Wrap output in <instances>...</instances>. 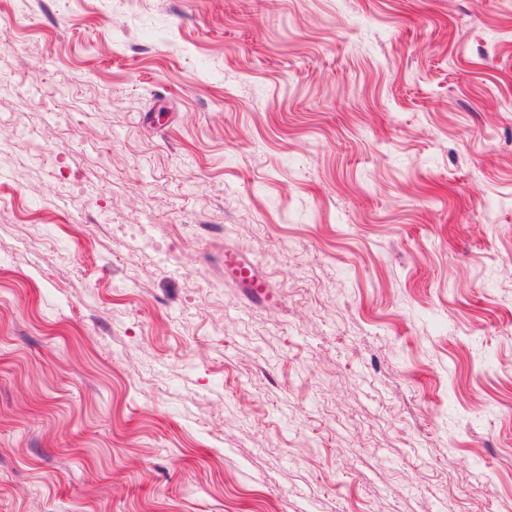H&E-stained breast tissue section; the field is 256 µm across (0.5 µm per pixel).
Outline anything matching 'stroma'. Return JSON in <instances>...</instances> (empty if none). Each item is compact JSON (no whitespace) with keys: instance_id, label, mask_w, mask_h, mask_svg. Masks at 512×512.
Instances as JSON below:
<instances>
[{"instance_id":"35a3bbf8","label":"stroma","mask_w":512,"mask_h":512,"mask_svg":"<svg viewBox=\"0 0 512 512\" xmlns=\"http://www.w3.org/2000/svg\"><path fill=\"white\" fill-rule=\"evenodd\" d=\"M511 505L512 0H0V512ZM225 265L234 273L233 278L251 288L254 294L265 292L266 284L263 280L258 279L255 274L256 268L249 259L238 253H226Z\"/></svg>"}]
</instances>
